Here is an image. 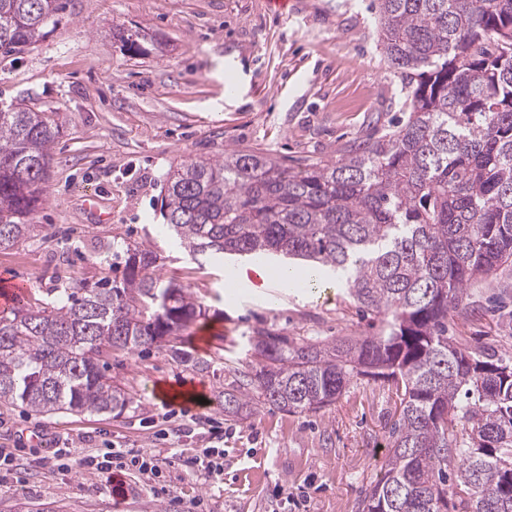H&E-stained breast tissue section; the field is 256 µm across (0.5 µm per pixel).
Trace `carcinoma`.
Instances as JSON below:
<instances>
[{
  "label": "carcinoma",
  "mask_w": 512,
  "mask_h": 512,
  "mask_svg": "<svg viewBox=\"0 0 512 512\" xmlns=\"http://www.w3.org/2000/svg\"><path fill=\"white\" fill-rule=\"evenodd\" d=\"M382 55L407 120L327 164L294 170L224 150L168 174L159 212L192 258L283 255L347 276L378 325L366 336L252 339L255 373L224 392L235 416L258 399L318 412L354 381L393 384L398 407L356 512H512V358L448 336L466 286L512 264V0H373ZM62 0H0V56L58 22ZM59 133L46 112L0 107V247L26 240ZM127 250L122 280L66 288L59 303L0 312V402L39 415L121 414L133 398L112 353L176 348L201 308Z\"/></svg>",
  "instance_id": "obj_1"
}]
</instances>
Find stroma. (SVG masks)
Returning <instances> with one entry per match:
<instances>
[{
  "label": "stroma",
  "mask_w": 512,
  "mask_h": 512,
  "mask_svg": "<svg viewBox=\"0 0 512 512\" xmlns=\"http://www.w3.org/2000/svg\"><path fill=\"white\" fill-rule=\"evenodd\" d=\"M55 29L18 59H0V102L53 113L49 177L31 217V238L0 247V290L27 283L24 302L103 275L121 278L127 249H150L155 273L189 289L206 314L183 335L200 371L168 348L114 352L110 373L134 399L122 414L35 416L0 403V448L19 465L0 479V512H165L167 502L133 474L64 471L40 441L43 429L77 450L215 446L224 475L211 481L179 464L162 484L184 512H354L380 471L396 397L387 382L351 383L320 412L285 413L250 402L224 411V391L251 371V338L266 330L296 340L371 332L372 319L340 284L259 295L224 285L227 264L192 259L163 235L156 202L168 172L228 148H260L295 168L333 162L353 143L403 119L404 92L378 45L370 0H297L272 15L265 0H65ZM99 194V211L86 208ZM106 213L107 222L97 220ZM449 333L488 356L512 353V266L472 282L450 314ZM196 386L190 411L159 396Z\"/></svg>",
  "instance_id": "35a3bbf8"
}]
</instances>
